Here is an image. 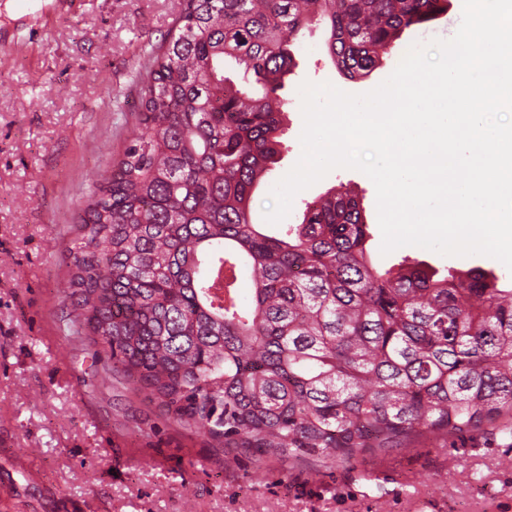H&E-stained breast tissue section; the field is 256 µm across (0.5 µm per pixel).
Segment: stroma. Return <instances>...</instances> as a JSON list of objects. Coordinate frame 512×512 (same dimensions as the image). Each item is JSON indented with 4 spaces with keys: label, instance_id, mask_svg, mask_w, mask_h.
Instances as JSON below:
<instances>
[{
    "label": "stroma",
    "instance_id": "stroma-1",
    "mask_svg": "<svg viewBox=\"0 0 512 512\" xmlns=\"http://www.w3.org/2000/svg\"><path fill=\"white\" fill-rule=\"evenodd\" d=\"M184 3L0 0V512H512V434L485 427L342 462L228 455L122 378L103 382L99 346L70 336L78 214L136 137L144 66ZM462 10L463 0H449L447 13L405 30L356 79L329 56L325 26L304 31L280 91L278 162L255 193L253 223H264L270 190L300 157L299 85L369 92L413 44L450 39ZM334 187L360 198L379 264L406 257L442 272L507 271L483 255L416 246L382 254L376 190L354 169L299 192L287 223Z\"/></svg>",
    "mask_w": 512,
    "mask_h": 512
}]
</instances>
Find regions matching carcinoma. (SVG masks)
<instances>
[{
    "mask_svg": "<svg viewBox=\"0 0 512 512\" xmlns=\"http://www.w3.org/2000/svg\"><path fill=\"white\" fill-rule=\"evenodd\" d=\"M448 0H186L145 67L139 133L93 186L68 280L73 333L103 369L231 455L346 460L512 421V280L381 267L349 190L269 235L254 194L277 163V91L302 31L373 72ZM232 59L256 93L224 76ZM227 263L252 270L214 307Z\"/></svg>",
    "mask_w": 512,
    "mask_h": 512,
    "instance_id": "obj_1",
    "label": "carcinoma"
}]
</instances>
